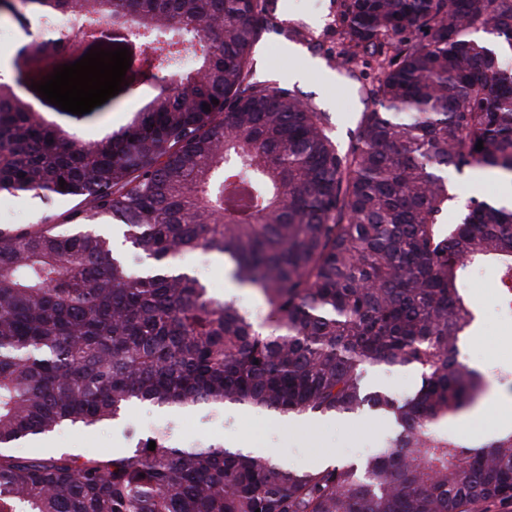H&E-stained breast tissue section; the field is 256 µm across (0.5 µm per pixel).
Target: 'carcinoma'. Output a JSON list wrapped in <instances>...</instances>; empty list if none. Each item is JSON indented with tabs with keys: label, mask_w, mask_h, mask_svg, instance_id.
I'll use <instances>...</instances> for the list:
<instances>
[{
	"label": "carcinoma",
	"mask_w": 512,
	"mask_h": 512,
	"mask_svg": "<svg viewBox=\"0 0 512 512\" xmlns=\"http://www.w3.org/2000/svg\"><path fill=\"white\" fill-rule=\"evenodd\" d=\"M345 66L378 58L346 150L321 113L251 80L266 0H0V20L79 14L139 48L125 82L160 71L174 91L121 131L81 142L36 121L31 89L54 69L35 47L0 74V192L70 200L67 223L121 221L156 261L137 274L99 234L53 216L0 227V512H479L512 505V430L481 445L441 426L474 408L481 376L460 359L475 316L472 270H496L512 306V205L453 195L442 170L512 179V70L476 38L512 50V0H342ZM202 54L182 66L181 45ZM205 73V79L196 75ZM219 100L215 105L212 100ZM210 105V111L203 110ZM483 149L476 150L478 141ZM65 185H59V180ZM214 252L267 308L255 324L172 267ZM412 371L413 395L366 391L367 369ZM184 411L243 405L302 417L364 406L390 415L393 444L365 461L298 471L222 442L180 448L127 433L120 456L29 458L20 442L120 418L134 402Z\"/></svg>",
	"instance_id": "1"
}]
</instances>
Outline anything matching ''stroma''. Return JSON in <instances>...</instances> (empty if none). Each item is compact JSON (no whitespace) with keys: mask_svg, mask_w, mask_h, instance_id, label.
I'll return each instance as SVG.
<instances>
[{"mask_svg":"<svg viewBox=\"0 0 512 512\" xmlns=\"http://www.w3.org/2000/svg\"><path fill=\"white\" fill-rule=\"evenodd\" d=\"M268 27L253 49V74L257 81L272 87L291 89L304 101L328 116V134L333 142L348 145L361 113L373 110L366 91L378 76L376 63L358 56L347 67L336 65L340 43V0H267ZM304 69L302 81L294 82L289 71ZM151 91L133 87L119 106L109 112L86 116H56V123L68 133L89 142L106 133L119 131L134 112L151 98ZM501 178L490 175L477 180L474 173L449 172L448 188L456 198L448 208V221H457L461 205L473 196H499ZM70 202L46 208L37 198L24 196L0 205V225L13 228L42 223L48 213H63ZM175 267L207 282L220 299L235 302L239 308L264 311L262 299L251 289L241 287L229 275L219 256L191 252L178 257ZM495 272L484 267L474 270L466 282L473 303L477 331L461 344V358L479 370L487 387L484 405L449 422V435L477 444L512 428V414L500 415L498 405H512V318L498 310ZM137 429L166 444L191 447L211 442L228 448L263 455L307 470L324 462L360 463L388 447L397 428L392 418L362 409L345 417L310 414L294 420L228 405L217 410L201 407L178 412L147 402L130 406L123 418L90 428L69 427L56 435L19 445L22 456L48 457L61 451L82 455H112L124 452L129 429Z\"/></svg>","mask_w":512,"mask_h":512,"instance_id":"stroma-1","label":"stroma"}]
</instances>
